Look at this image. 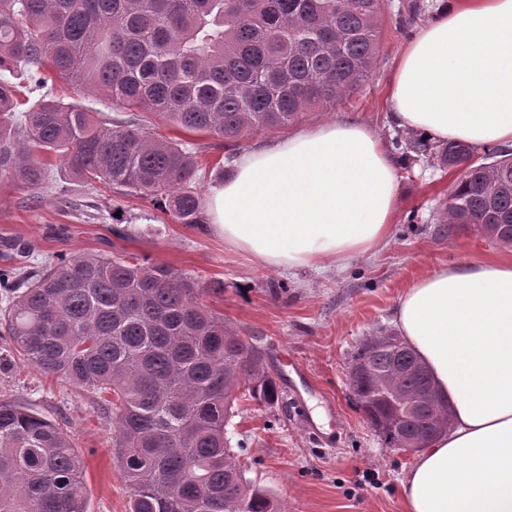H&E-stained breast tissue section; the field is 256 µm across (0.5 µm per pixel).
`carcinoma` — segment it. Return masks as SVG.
Returning <instances> with one entry per match:
<instances>
[{"instance_id": "1", "label": "carcinoma", "mask_w": 512, "mask_h": 512, "mask_svg": "<svg viewBox=\"0 0 512 512\" xmlns=\"http://www.w3.org/2000/svg\"><path fill=\"white\" fill-rule=\"evenodd\" d=\"M384 0H0V178L36 190L51 156L74 177L151 198L181 224L204 223L198 167L143 123L108 124L41 97L17 120L1 76L52 72L78 95L164 116L237 147L357 91L374 70ZM435 147L463 173L446 223L493 239L512 224V149ZM198 281L137 256L58 253L21 276L0 269V334L12 356L99 397L130 487L129 512H282L246 479L224 438L241 399L282 398L262 348L199 303ZM395 333L352 355L350 379L386 447L406 418L422 442L448 426V400ZM0 512H87L83 466L63 429L0 399Z\"/></svg>"}]
</instances>
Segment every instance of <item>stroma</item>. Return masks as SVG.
I'll return each instance as SVG.
<instances>
[{
  "label": "stroma",
  "mask_w": 512,
  "mask_h": 512,
  "mask_svg": "<svg viewBox=\"0 0 512 512\" xmlns=\"http://www.w3.org/2000/svg\"><path fill=\"white\" fill-rule=\"evenodd\" d=\"M417 1L425 9L414 16L410 7ZM434 3L386 0L378 63L361 89L288 127L253 134L239 147L243 153L257 150L328 121L372 127L395 165L398 212L387 244L346 266H258L207 228L178 223L145 196L77 179L56 158L39 190L0 181V268L34 271L60 252L147 255L192 275L204 288L201 303L223 314L240 335L259 337L280 387L289 385V360L301 365L308 382L301 391L304 405L321 421L327 406H335L343 428L338 443L324 445L306 433L284 401H240L226 432L233 443L249 435L246 476L269 490L284 512H403L400 481L414 458L385 448L353 400L346 373L351 357L365 338L395 329L399 299L417 278L444 265L512 258V245L445 224L457 170L416 150L419 134L397 128L389 116L388 89L402 46L433 18ZM12 81L28 107L53 93L109 122L131 116L108 97L75 96L52 76L41 89L24 72ZM142 120L155 137L181 142L193 154L202 196L232 175V152L222 138L179 129L151 113ZM215 279L223 280V294L207 292ZM0 399L35 410L68 434L83 463L87 512H127L130 489L112 441V420L94 397L12 357L0 338Z\"/></svg>",
  "instance_id": "obj_1"
}]
</instances>
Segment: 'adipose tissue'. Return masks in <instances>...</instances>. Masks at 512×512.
Listing matches in <instances>:
<instances>
[{
  "instance_id": "1",
  "label": "adipose tissue",
  "mask_w": 512,
  "mask_h": 512,
  "mask_svg": "<svg viewBox=\"0 0 512 512\" xmlns=\"http://www.w3.org/2000/svg\"><path fill=\"white\" fill-rule=\"evenodd\" d=\"M389 106L431 140L512 144V0H443L406 42ZM398 204L378 135L330 121L243 154L208 228L262 266L320 270L384 246ZM396 320L452 405L401 482L405 512H512V259L417 279Z\"/></svg>"
}]
</instances>
